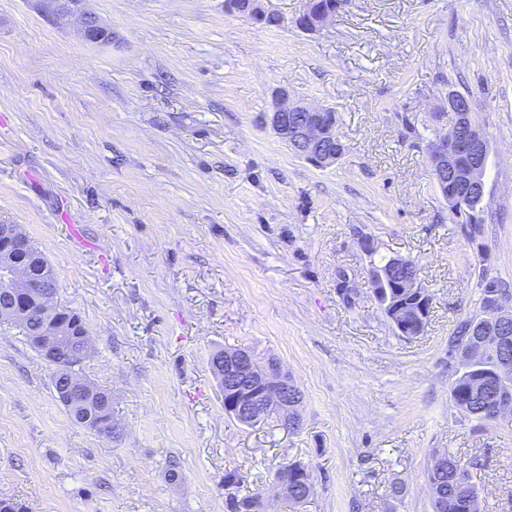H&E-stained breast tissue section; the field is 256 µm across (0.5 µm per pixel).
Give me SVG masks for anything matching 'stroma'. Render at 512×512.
<instances>
[{"instance_id": "stroma-1", "label": "stroma", "mask_w": 512, "mask_h": 512, "mask_svg": "<svg viewBox=\"0 0 512 512\" xmlns=\"http://www.w3.org/2000/svg\"><path fill=\"white\" fill-rule=\"evenodd\" d=\"M305 5L265 0L284 24L261 27L224 0H86L112 32L98 44L0 0V224L55 268L92 338L78 372L111 392L115 425L76 424L53 366L0 325V501L226 512L234 470L268 512H432L445 452L479 512H512V423L464 416L448 369L481 277L512 284V0H348L316 32L294 24ZM451 88L490 144L477 244L427 152ZM279 89L335 112L340 161L315 166L272 130ZM395 255L432 297L409 340L368 285L371 257ZM240 347L300 387L298 431L225 413L210 358ZM292 463L311 473L301 508L272 486Z\"/></svg>"}]
</instances>
